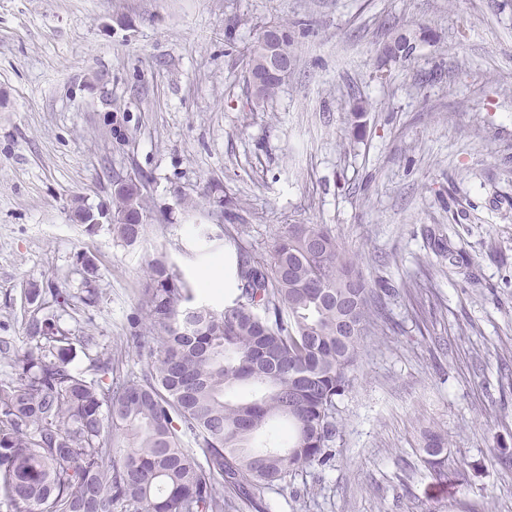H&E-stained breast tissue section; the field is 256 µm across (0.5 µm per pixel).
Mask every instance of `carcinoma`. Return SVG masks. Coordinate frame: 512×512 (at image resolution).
Segmentation results:
<instances>
[{"instance_id":"carcinoma-1","label":"carcinoma","mask_w":512,"mask_h":512,"mask_svg":"<svg viewBox=\"0 0 512 512\" xmlns=\"http://www.w3.org/2000/svg\"><path fill=\"white\" fill-rule=\"evenodd\" d=\"M249 74L265 99L283 80ZM112 234L126 246L149 220L142 179L114 186ZM236 249L237 294L222 308L192 304V286L163 256L149 264L140 345L156 354L140 373L112 376V353L90 376L70 367L54 321H34L46 345L19 354L0 340L15 376L0 382V498L15 512H224V489L250 501L299 468L330 462L340 438L338 400L363 337L382 318L377 285L323 224H290L270 260ZM278 423L272 442L251 440ZM424 463L447 478V434L423 432Z\"/></svg>"}]
</instances>
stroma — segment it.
<instances>
[{
  "label": "stroma",
  "mask_w": 512,
  "mask_h": 512,
  "mask_svg": "<svg viewBox=\"0 0 512 512\" xmlns=\"http://www.w3.org/2000/svg\"><path fill=\"white\" fill-rule=\"evenodd\" d=\"M276 23L298 57L262 102L248 51ZM140 175L138 244L72 221ZM220 224L262 260L286 225H328L391 291L335 457L226 512H512V0H0V338L35 348L53 316L74 371L118 349L130 376L151 260L197 303L235 297L200 286L235 250L196 241ZM427 427L453 480L421 459Z\"/></svg>",
  "instance_id": "35a3bbf8"
}]
</instances>
